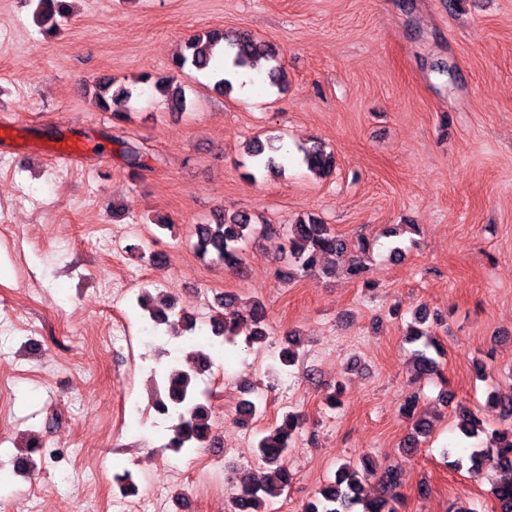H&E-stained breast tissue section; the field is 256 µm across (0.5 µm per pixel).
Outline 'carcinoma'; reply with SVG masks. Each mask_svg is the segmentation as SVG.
<instances>
[{"mask_svg": "<svg viewBox=\"0 0 512 512\" xmlns=\"http://www.w3.org/2000/svg\"><path fill=\"white\" fill-rule=\"evenodd\" d=\"M34 6L33 21L47 34H57L70 21V8L66 0H28ZM272 62L268 71L270 84L280 88L285 83L283 66L277 61L271 45L248 33L226 32L211 29L190 39L185 51L172 60V74L160 78L155 83L158 92L166 97L171 110H183L186 98L176 79L179 75L195 72L213 80L214 91L227 94L232 90L230 73L238 69H251L258 58ZM99 91L98 107L112 113V118L120 120L127 111L131 93L123 87H114L110 78L96 80ZM112 140L122 145V155L131 174L141 175L148 169L147 152L142 144L130 142L118 136ZM302 162L307 169L318 175L330 173L335 166L333 153L315 145L300 147ZM246 153L252 166L257 170H266L274 175H282L288 168V146L273 144L267 138H255L247 144ZM274 234L268 224H258L254 216L243 210L219 211L213 214L210 222L198 224L192 231L196 238L193 243L195 252L203 259L213 263H222L235 269L242 264L243 248L252 237ZM279 251L289 267L287 277L327 276L332 270L321 265L325 255L351 254L345 268L349 278L367 288L375 286L370 268L364 261L369 249L367 242L359 239L352 242L337 234L330 225L309 217L288 225L284 233L278 234ZM225 312L212 317L214 335L224 338L228 345L236 344V337L245 336V343L252 345L268 336L265 326V310L259 304H253L246 312L235 309L233 303H224ZM430 311L421 306L414 312V322L407 326L406 341L417 346L410 371L417 378L438 373V362L431 353H440V346L431 335L426 323ZM289 347L281 350L278 356V370L289 371L298 360L294 351L297 339L288 338ZM196 372L187 365H175L167 369L157 383V389L171 392L175 399V408L180 410L178 421L170 427L168 447L178 450L192 444H204L212 434L211 413L205 404L207 393L197 389ZM418 396L411 394L402 407L403 416L411 421L413 433L402 448L403 455L412 456L417 452L420 438L427 437L432 425L418 412ZM457 428L461 438L473 439L481 434H490L492 446L474 448L468 456V471L478 473L487 463L501 473L499 483L493 489L498 512H512V428L490 431L474 412L464 407L457 409ZM305 419L298 412H287L282 423L270 427L257 442V453L267 470L262 484L252 485L244 480L235 486L233 507H244L247 512H268L271 499L281 496L291 480L285 461L288 448L293 440L302 433ZM381 492L372 499L364 496L363 476L351 463H345L336 470L335 479L323 484L316 496L308 502L304 512H398L400 496V471L397 466L387 467L380 477Z\"/></svg>", "mask_w": 512, "mask_h": 512, "instance_id": "carcinoma-1", "label": "carcinoma"}]
</instances>
